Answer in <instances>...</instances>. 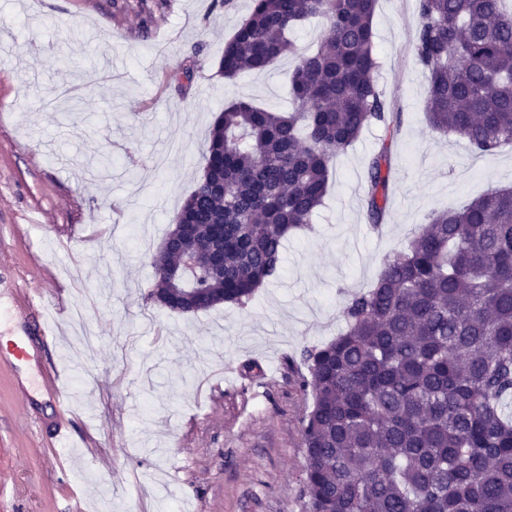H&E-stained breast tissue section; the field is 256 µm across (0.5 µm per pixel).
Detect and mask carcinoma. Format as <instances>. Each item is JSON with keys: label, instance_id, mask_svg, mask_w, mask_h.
Segmentation results:
<instances>
[{"label": "carcinoma", "instance_id": "1", "mask_svg": "<svg viewBox=\"0 0 512 512\" xmlns=\"http://www.w3.org/2000/svg\"><path fill=\"white\" fill-rule=\"evenodd\" d=\"M416 63L429 125L478 154L512 143V9L503 0H417ZM378 0H251L224 42L227 79L263 72L323 22L290 78L292 111L236 100L208 137L206 165L155 256L146 300L175 289L243 306L277 279L288 232L311 223L331 161L372 125L395 137L375 74ZM391 158L368 166L367 218L388 204ZM346 329L301 359L313 407L303 426L308 512H512V189L435 213L349 297Z\"/></svg>", "mask_w": 512, "mask_h": 512}]
</instances>
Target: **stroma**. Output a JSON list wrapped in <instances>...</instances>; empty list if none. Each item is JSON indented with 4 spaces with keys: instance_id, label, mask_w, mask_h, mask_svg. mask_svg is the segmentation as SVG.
<instances>
[{
    "instance_id": "1",
    "label": "stroma",
    "mask_w": 512,
    "mask_h": 512,
    "mask_svg": "<svg viewBox=\"0 0 512 512\" xmlns=\"http://www.w3.org/2000/svg\"><path fill=\"white\" fill-rule=\"evenodd\" d=\"M141 1L0 0V277L39 297L60 336L0 357V512H306L302 349L336 338L347 298L433 211L511 187L512 146L480 156L429 126L417 0H379L376 79L403 114L382 229L363 210L372 127L337 154L312 228L289 234L280 277L246 306L146 303L214 114L236 99L288 111L296 61L225 79L250 0H145L148 17ZM50 368L71 404L50 396Z\"/></svg>"
}]
</instances>
